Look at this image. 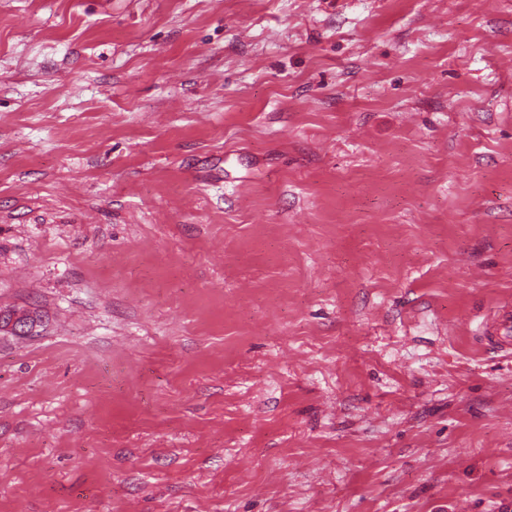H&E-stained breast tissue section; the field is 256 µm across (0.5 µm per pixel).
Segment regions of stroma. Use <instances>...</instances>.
I'll list each match as a JSON object with an SVG mask.
<instances>
[{
	"instance_id": "35a3bbf8",
	"label": "stroma",
	"mask_w": 512,
	"mask_h": 512,
	"mask_svg": "<svg viewBox=\"0 0 512 512\" xmlns=\"http://www.w3.org/2000/svg\"><path fill=\"white\" fill-rule=\"evenodd\" d=\"M0 512H512V0H0ZM40 316L30 307L0 309V337L12 336L25 339L37 336Z\"/></svg>"
}]
</instances>
